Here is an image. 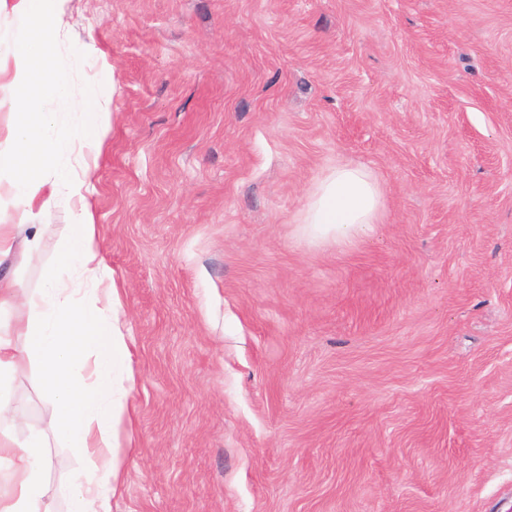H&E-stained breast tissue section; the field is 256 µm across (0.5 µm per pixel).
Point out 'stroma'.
Masks as SVG:
<instances>
[{
    "label": "stroma",
    "instance_id": "obj_1",
    "mask_svg": "<svg viewBox=\"0 0 512 512\" xmlns=\"http://www.w3.org/2000/svg\"><path fill=\"white\" fill-rule=\"evenodd\" d=\"M0 5V129L19 107ZM134 384L112 512H512V0H65ZM339 164L372 232L299 220ZM24 436L52 408L35 367ZM66 512L76 449L50 440ZM378 179L360 166H336L312 192L300 224L314 240L351 241L367 236L382 206Z\"/></svg>",
    "mask_w": 512,
    "mask_h": 512
}]
</instances>
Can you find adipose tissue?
Instances as JSON below:
<instances>
[{
  "label": "adipose tissue",
  "instance_id": "obj_1",
  "mask_svg": "<svg viewBox=\"0 0 512 512\" xmlns=\"http://www.w3.org/2000/svg\"><path fill=\"white\" fill-rule=\"evenodd\" d=\"M48 0H17L32 29L13 46L12 92L22 110L0 147V205L47 208L60 198L81 197L89 172L69 167L77 151L95 150L108 130L106 105H71L69 79L50 60L59 24H44ZM382 187L366 168L340 165L312 192L301 218L315 240L346 242L367 236L378 220ZM45 227L0 224V266L14 256L41 264L36 288L0 279V382L24 365L40 371L53 407L47 431L17 440L0 429V457L10 461V489L0 492V512H52L47 498L48 437L77 449L82 467L71 477L67 512H112L120 479L118 429L130 415L114 395V380H133L132 354L115 314L119 294L101 254L100 227L81 208L55 257L43 262ZM78 275L81 288L66 287Z\"/></svg>",
  "mask_w": 512,
  "mask_h": 512
}]
</instances>
